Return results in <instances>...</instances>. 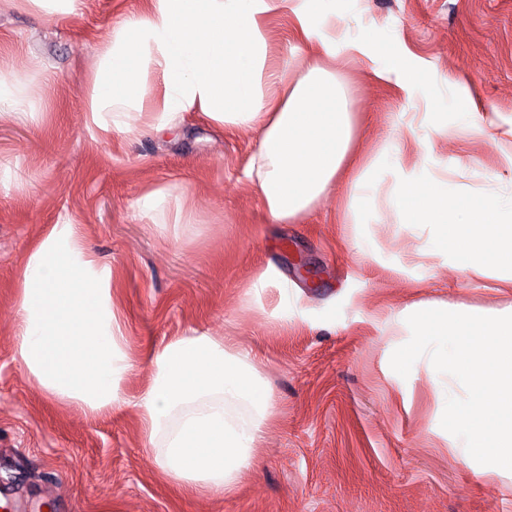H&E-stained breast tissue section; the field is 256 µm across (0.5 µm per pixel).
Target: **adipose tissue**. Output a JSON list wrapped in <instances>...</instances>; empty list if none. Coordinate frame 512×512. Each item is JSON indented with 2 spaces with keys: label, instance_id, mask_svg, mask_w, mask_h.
Returning <instances> with one entry per match:
<instances>
[{
  "label": "adipose tissue",
  "instance_id": "adipose-tissue-1",
  "mask_svg": "<svg viewBox=\"0 0 512 512\" xmlns=\"http://www.w3.org/2000/svg\"><path fill=\"white\" fill-rule=\"evenodd\" d=\"M323 0H149L97 46L90 124L99 134L163 132L197 114L259 134L247 171L266 218L292 224L337 184L377 197L382 183L354 162L356 127L336 73V46L308 21ZM292 13L315 54L289 63L271 41L270 13ZM42 101L26 70L0 78V109L32 121ZM405 224H430L435 247L461 270L512 271V201L449 194L432 177L401 172L390 199ZM142 212L157 224H188L185 198L147 189ZM112 269L76 224L55 225L20 272L15 359L48 396L92 416L134 404L157 470L180 488L232 493L253 469L271 394L250 352L203 332L148 355L149 382L134 399L122 386L136 362L112 303Z\"/></svg>",
  "mask_w": 512,
  "mask_h": 512
}]
</instances>
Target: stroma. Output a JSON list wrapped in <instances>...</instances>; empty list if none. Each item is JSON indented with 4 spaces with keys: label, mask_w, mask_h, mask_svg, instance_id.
<instances>
[{
    "label": "stroma",
    "mask_w": 512,
    "mask_h": 512,
    "mask_svg": "<svg viewBox=\"0 0 512 512\" xmlns=\"http://www.w3.org/2000/svg\"><path fill=\"white\" fill-rule=\"evenodd\" d=\"M145 0H81L45 17L0 0V62L39 71L36 120L0 117V487L38 512H512V471L463 460L441 426L464 396L428 357L408 377L390 365L411 337L405 309L497 315L512 307L500 271L467 279L431 248L429 224H355L347 189L298 224L267 222L246 173L256 135L200 117L164 134L93 139L88 82L95 47ZM311 22L337 42L378 33L365 54L340 51L357 153L393 190L382 154L396 130L430 136L409 162L449 192L512 197V0H324ZM394 64L389 81L372 69ZM488 123L473 133L471 118ZM193 202L174 231L138 210L152 186ZM81 225L112 268V301L133 358L199 329L257 357L274 412L255 471L218 498L159 476L134 407L90 418L47 396L14 361L18 277L51 227ZM307 259L306 281L293 267ZM271 280L245 297L255 276Z\"/></svg>",
    "instance_id": "stroma-1"
}]
</instances>
